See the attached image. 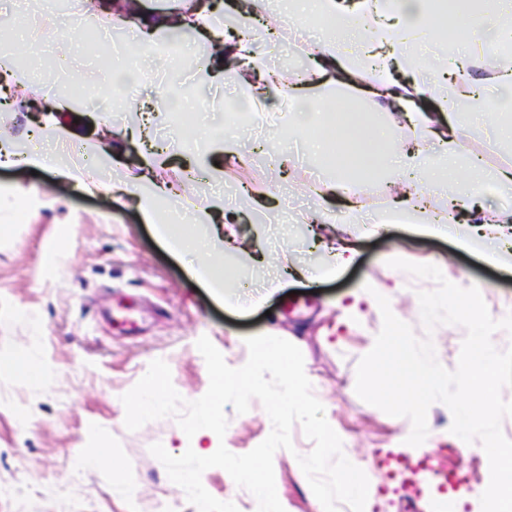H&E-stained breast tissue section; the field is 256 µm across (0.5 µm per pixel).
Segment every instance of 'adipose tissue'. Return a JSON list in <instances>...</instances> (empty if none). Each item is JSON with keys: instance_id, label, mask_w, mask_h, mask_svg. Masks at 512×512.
I'll use <instances>...</instances> for the list:
<instances>
[{"instance_id": "1", "label": "adipose tissue", "mask_w": 512, "mask_h": 512, "mask_svg": "<svg viewBox=\"0 0 512 512\" xmlns=\"http://www.w3.org/2000/svg\"><path fill=\"white\" fill-rule=\"evenodd\" d=\"M493 3L488 9L479 0H355L351 5L346 0H276L274 21L308 14L324 24L311 46L315 67L287 80L254 56L248 34L202 53L190 46L183 55L200 82L228 60L237 61L236 84L249 106H257L268 93L300 102L302 115L318 118L324 129L310 144L315 154L334 146L340 165L389 169L401 192L380 213V225L411 224L431 235L453 234L461 246L484 245L493 261L512 265V210L500 211L486 227L459 221L465 201L477 196L487 180L512 189V169L475 165L464 183L450 186L469 152L472 119L483 117L488 100L512 103V54L498 53L495 63L486 61L487 49L512 42V0ZM437 12L454 16V41H446L431 25ZM175 26L215 35L222 24L205 8L138 18L133 27L140 34L135 50L139 78L149 79L173 65V56L154 52L153 46ZM343 101L383 113L384 123L363 129L360 112L339 111ZM432 140L441 146L435 158L427 148ZM142 182L127 174L93 187L134 196L159 231L183 223L184 211L173 207L167 186L146 189ZM436 196L447 197V208L429 210L427 201ZM167 241L175 251L200 256L197 273L207 283L223 279L215 241L174 235Z\"/></svg>"}]
</instances>
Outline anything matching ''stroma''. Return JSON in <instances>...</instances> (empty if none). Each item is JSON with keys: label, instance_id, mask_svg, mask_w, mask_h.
<instances>
[{"label": "stroma", "instance_id": "obj_1", "mask_svg": "<svg viewBox=\"0 0 512 512\" xmlns=\"http://www.w3.org/2000/svg\"><path fill=\"white\" fill-rule=\"evenodd\" d=\"M15 13L25 17L35 40L16 54L24 59L37 51L40 70L0 113V145L34 148L38 127L28 117L27 101L43 86L54 87L73 106L63 116L72 133L64 162L83 170L90 182L137 169L144 153L159 154L152 179L213 216V223H190L186 229L200 238L219 234L235 285L221 291L199 283L195 256L170 252L134 199L89 192L50 169L35 174L21 163H1L0 353L38 355L50 369L41 381L23 372L0 373V512H197L149 451L158 442L171 455H181L189 445L186 435L171 417L127 430L121 397L151 361L162 359L179 394L197 400L209 386L197 340L208 337L227 365L238 368L248 359L246 337L257 334L286 339L301 350L328 423L348 438L364 464L370 512H406L409 501L417 512H482L475 496L461 500L445 490L397 485L400 461L436 456L484 489L490 481L488 457L480 443L451 433L452 413L443 403L429 407L428 436L413 447L406 443L409 419L358 397L356 368L383 318L373 298L362 301L353 316L342 308L363 283L387 289L391 309L417 337L431 335L438 361L452 370L465 329L440 325L426 333L417 293L435 284L389 267V259L437 265L464 288L479 284L497 320L512 312V270L406 224L373 234L365 224L335 223L336 199L322 201L309 190L313 169L378 206L390 199L383 189L386 178L383 171L369 175L308 152L280 172L272 156L294 151L308 135L296 125L292 101L270 97L259 118L244 109L236 86L223 77L203 84L190 81L186 70L169 72L142 81L138 100L156 101L166 87L210 100L212 108L199 116L153 113L149 138H138V122L109 119L99 110V99L111 86L113 54L135 41V31L125 30L118 40L103 25L81 27L79 16L57 10L53 0H0V19ZM49 18L76 30L68 66H58L54 45L37 38ZM312 39L302 22H286L276 41L260 35L253 48L278 71L284 55H303ZM99 138L121 146L118 158L105 167L89 160L88 144ZM20 187L36 191L37 206L27 217L12 206ZM233 208L236 222L221 223V215ZM317 210L327 213L328 222L308 223ZM335 243L354 250L356 262L331 268L325 247ZM280 258L299 275L276 290L272 279ZM225 415L224 437L208 438L207 446L222 444L242 455L272 430L256 399L248 412L240 415L229 406ZM291 437L292 450H278L273 459L280 502L285 512H319L296 460L310 453L313 443L298 425ZM86 455L97 456L99 466L77 468ZM202 479L212 496L233 502L238 512H257L256 498L222 468L205 470Z\"/></svg>", "mask_w": 512, "mask_h": 512}]
</instances>
